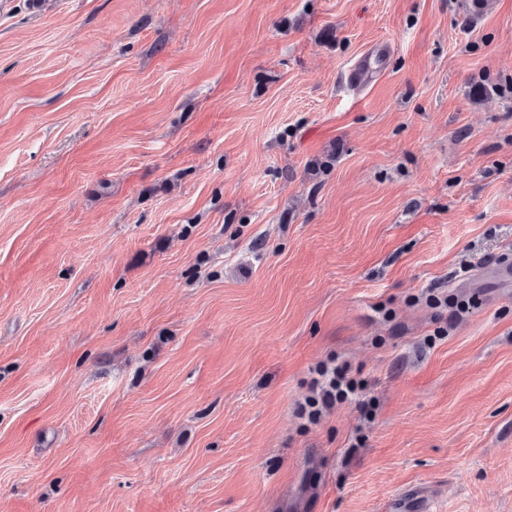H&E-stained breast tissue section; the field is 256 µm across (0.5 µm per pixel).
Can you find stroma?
Returning <instances> with one entry per match:
<instances>
[{
  "label": "stroma",
  "mask_w": 512,
  "mask_h": 512,
  "mask_svg": "<svg viewBox=\"0 0 512 512\" xmlns=\"http://www.w3.org/2000/svg\"><path fill=\"white\" fill-rule=\"evenodd\" d=\"M508 255L512 0H0V512H512ZM388 50L377 46L364 54L350 67L344 70L342 82L345 89L362 91L376 82L383 71V60ZM314 374L311 381L314 396L299 407L301 416L307 415L310 422H316L323 410L337 401L354 403L362 417L366 419L369 416L373 399L368 395V383L353 377L347 364H323L315 369Z\"/></svg>",
  "instance_id": "35a3bbf8"
}]
</instances>
